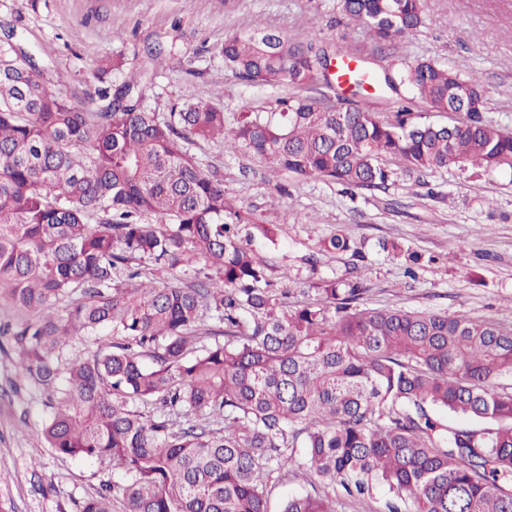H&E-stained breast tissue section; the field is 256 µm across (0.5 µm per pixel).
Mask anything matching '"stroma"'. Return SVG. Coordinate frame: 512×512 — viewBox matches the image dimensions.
Segmentation results:
<instances>
[{"instance_id":"1","label":"stroma","mask_w":512,"mask_h":512,"mask_svg":"<svg viewBox=\"0 0 512 512\" xmlns=\"http://www.w3.org/2000/svg\"><path fill=\"white\" fill-rule=\"evenodd\" d=\"M254 24L298 42L342 46L377 69L414 58L453 65L484 83L485 118L512 130V0H427L419 32L389 47L350 24L337 0H0V32L13 30L60 97L97 109L100 90L117 82L98 65L119 52L128 70L142 74L149 109L165 114L199 95L223 109L230 126L244 109L272 111L291 93L283 83L244 82L225 67V36ZM189 151L223 173L224 194L243 216L242 239L291 300L360 274L370 306L512 326L511 172L401 170L385 187L350 189L271 172L253 152L228 151L220 141ZM333 234L347 236L351 250L320 252ZM385 242L398 243L402 255L383 252ZM413 255L418 264L410 263ZM16 359L15 345L0 338V512H75L77 501L112 480V464L47 447L45 397L17 386Z\"/></svg>"}]
</instances>
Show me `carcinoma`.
<instances>
[{"instance_id": "carcinoma-1", "label": "carcinoma", "mask_w": 512, "mask_h": 512, "mask_svg": "<svg viewBox=\"0 0 512 512\" xmlns=\"http://www.w3.org/2000/svg\"><path fill=\"white\" fill-rule=\"evenodd\" d=\"M424 7L339 0L380 44L414 37ZM342 51L257 26L227 35L224 65L241 80L295 90L227 129L198 95L148 111L133 77L90 112L48 89L14 32L0 37V281L32 315L0 336L18 345L19 382L46 396L47 446L112 461L117 479L77 512H269L272 488L298 473L357 501L382 484L380 512H512V328L370 307L359 275L289 301L235 231L219 171L185 147L220 138L274 172L356 189L398 170H512V131L483 116L476 75L421 58L394 77L361 67L334 101L302 95L320 75L331 83ZM400 84L465 118L415 122L403 106L390 120L358 101L367 85ZM350 249L340 234L319 244ZM86 336L112 341L73 356ZM334 503L292 495L281 512Z\"/></svg>"}]
</instances>
